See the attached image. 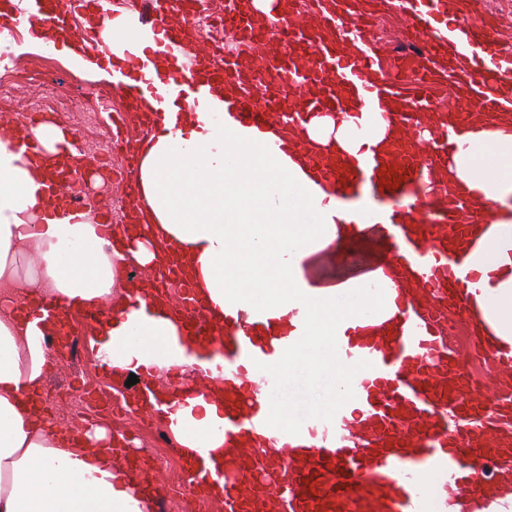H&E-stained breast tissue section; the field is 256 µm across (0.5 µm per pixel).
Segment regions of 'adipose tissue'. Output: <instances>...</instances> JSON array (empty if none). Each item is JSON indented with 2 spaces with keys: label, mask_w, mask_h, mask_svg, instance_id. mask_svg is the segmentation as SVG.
<instances>
[{
  "label": "adipose tissue",
  "mask_w": 512,
  "mask_h": 512,
  "mask_svg": "<svg viewBox=\"0 0 512 512\" xmlns=\"http://www.w3.org/2000/svg\"><path fill=\"white\" fill-rule=\"evenodd\" d=\"M105 51L85 56L62 29L44 30L39 44L62 51L87 72L120 62L127 49L151 47V36L125 17L101 33ZM146 109L168 113L164 131L137 141L140 228L125 252L102 248L105 226L91 212L52 208L42 160L70 152L64 131L51 123L24 130L34 152L0 139V512H149L151 504L126 477L110 448L106 428L86 427L75 440L60 437L43 419L40 395L50 368L42 318L18 313L16 299L30 288L58 306L86 311L112 302L91 349L120 380L139 366L167 372L185 363L179 320L163 305L131 301L125 286L113 302L119 265H167L166 243L178 245L192 265L207 310L223 319L225 304L261 302L275 325H289L297 343L284 346L283 369L304 367L335 374L330 344L348 315L369 306L365 277L346 284L353 296L336 298V286L309 284L306 273L334 256L336 227L346 217L319 184L309 159L281 163L244 129L216 131L224 88L215 86L193 116L173 99L146 98ZM311 150L348 148V130L328 114L304 131ZM468 147L448 168L452 183L475 199L493 201L490 225L468 261L485 275L476 307L496 335L512 343V122L467 131ZM161 421L180 447L201 454L223 447L221 406L190 385L163 395Z\"/></svg>",
  "instance_id": "1"
}]
</instances>
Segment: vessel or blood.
Here are the masks:
<instances>
[{
    "label": "vessel or blood",
    "mask_w": 512,
    "mask_h": 512,
    "mask_svg": "<svg viewBox=\"0 0 512 512\" xmlns=\"http://www.w3.org/2000/svg\"><path fill=\"white\" fill-rule=\"evenodd\" d=\"M408 36L419 39L405 57L404 79L384 77L383 60L366 37L363 14L317 0L315 18L292 23V0H274L273 15L255 20L242 0H224V25L237 35L235 58L216 68L211 47L199 44L185 0H138L145 30L171 57L193 46L190 66L160 79L146 77L137 52L127 55L118 83L142 128L161 115L140 109L144 96L169 91L198 99L225 84L224 121L256 134L265 151L288 159L305 153L300 135L315 116L338 115L355 134L350 150L316 157L348 221L336 243L371 240L382 249L367 269L371 306L337 327L331 342L336 373L346 379L329 409L296 413L285 429L286 376L279 352L288 339L254 301L224 311L223 324L205 314L195 294L173 311L185 334L179 343L201 361L199 382L224 381V448L215 464L188 461L195 490L224 481V512H512V344L472 331L470 308L483 275L468 262L475 226L491 202L451 193L448 163L479 120L505 118L512 94V54L493 25L468 27L482 55L467 68H448L447 0H406ZM30 27L63 22L56 0H31ZM452 80L469 109L448 111L438 91ZM266 85V106L253 92ZM385 127L378 144L364 133ZM84 155L50 170L52 193L84 187ZM397 178L398 187L388 186ZM50 335L68 330L63 311L44 298ZM131 386L135 414L152 413L151 373Z\"/></svg>",
    "instance_id": "1"
}]
</instances>
